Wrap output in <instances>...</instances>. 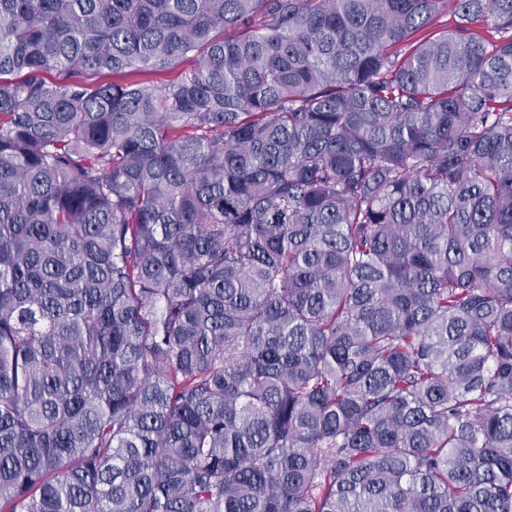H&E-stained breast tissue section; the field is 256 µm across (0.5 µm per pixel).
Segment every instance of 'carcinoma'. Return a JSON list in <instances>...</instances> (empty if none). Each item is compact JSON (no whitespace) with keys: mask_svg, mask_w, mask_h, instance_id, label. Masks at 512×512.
<instances>
[{"mask_svg":"<svg viewBox=\"0 0 512 512\" xmlns=\"http://www.w3.org/2000/svg\"><path fill=\"white\" fill-rule=\"evenodd\" d=\"M0 512H512V0H0Z\"/></svg>","mask_w":512,"mask_h":512,"instance_id":"cac0c4a2","label":"carcinoma"}]
</instances>
